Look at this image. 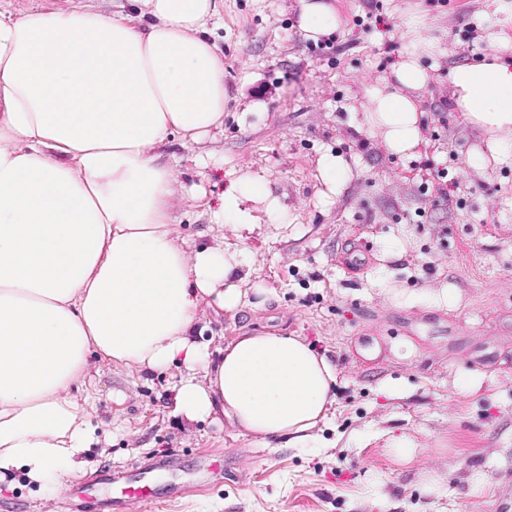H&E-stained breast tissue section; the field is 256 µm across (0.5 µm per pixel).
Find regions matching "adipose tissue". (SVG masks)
<instances>
[{
    "label": "adipose tissue",
    "instance_id": "adipose-tissue-1",
    "mask_svg": "<svg viewBox=\"0 0 512 512\" xmlns=\"http://www.w3.org/2000/svg\"><path fill=\"white\" fill-rule=\"evenodd\" d=\"M221 0H128V12L0 11V481L25 470L56 487L99 438L74 392L101 357L182 370L174 413L222 416L240 434L313 448L336 369L306 339L245 334L209 348L199 306L239 308L251 268L239 249H186L171 217L165 148L200 146L224 127V57L210 25ZM298 27L319 41L341 25L336 0H297ZM416 37L390 76L355 101L359 127L391 154L424 142ZM451 96L486 137L480 166L512 156V63L461 66ZM245 175L213 218L237 237L279 210Z\"/></svg>",
    "mask_w": 512,
    "mask_h": 512
}]
</instances>
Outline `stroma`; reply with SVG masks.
Wrapping results in <instances>:
<instances>
[{
	"label": "stroma",
	"mask_w": 512,
	"mask_h": 512,
	"mask_svg": "<svg viewBox=\"0 0 512 512\" xmlns=\"http://www.w3.org/2000/svg\"><path fill=\"white\" fill-rule=\"evenodd\" d=\"M119 0H0V10ZM342 26L312 42L293 0H222L213 39L224 54V135L198 164L195 146H168L175 224L189 245H240L253 269L237 310L203 303L197 329L218 347L244 333L305 338L336 366L334 401L316 448L260 443L226 421L173 413L177 366L151 371L92 358L76 394L109 445L91 449L64 490L23 472L0 484V512H512V166L477 171L486 137L450 94L454 68L512 52V12L489 0H336ZM425 57V142L387 153L356 128L350 104L389 73L415 35ZM351 159L342 192L324 197L317 160ZM264 180L283 208L240 241L213 214L235 179ZM408 237L407 255L385 256ZM421 293L456 286L452 309L407 308L382 277ZM270 289L256 295L255 287ZM411 341L414 357L397 348ZM481 388L461 387L464 376ZM395 439L414 444L397 457ZM148 487L130 505L124 488Z\"/></svg>",
	"instance_id": "obj_1"
}]
</instances>
